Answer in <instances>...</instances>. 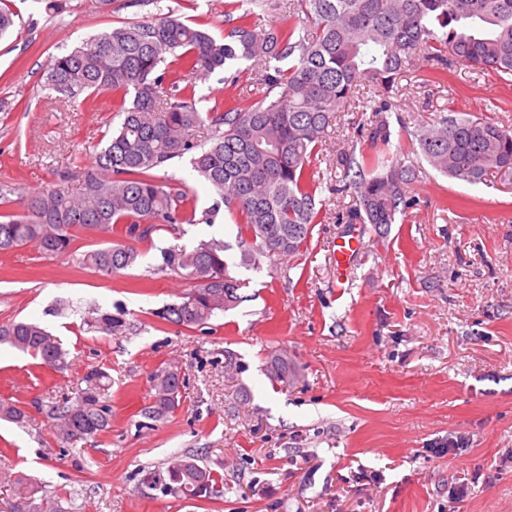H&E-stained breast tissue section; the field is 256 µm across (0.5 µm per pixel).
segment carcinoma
<instances>
[{"mask_svg":"<svg viewBox=\"0 0 512 512\" xmlns=\"http://www.w3.org/2000/svg\"><path fill=\"white\" fill-rule=\"evenodd\" d=\"M255 0H232L242 10L224 42L167 13L147 21L103 29L85 45L51 60L47 85L58 101L94 93L112 96L122 120L84 173L73 196L61 187L28 193L16 182H0V253L33 245L45 258L69 255L78 266L121 276L140 252L121 240L80 250L84 233L129 236L153 245L158 232L181 234L194 221L193 199L182 182L160 177L172 162L189 158L193 170L238 211L242 226L232 245L212 237L188 248L161 250V271L191 282L180 300L154 313L165 323L203 329L220 312L236 307L240 280L231 268L259 269L260 260L293 254L307 246L318 223L320 180L311 163L334 114L354 98L360 82L390 88L418 56L441 73L448 59L479 70L512 76V0H290L288 26L256 30ZM240 60L262 64L256 72L262 97L252 103L230 99L206 104L196 96V80ZM208 131L209 145L193 131ZM419 150L437 171L471 185L493 174L512 177V129L482 118H444L414 132ZM344 177L356 194L346 224H370L378 235L416 205L409 187L420 166L409 157L387 163L358 162L346 154ZM21 201V209L8 207ZM97 332L124 327L109 313L93 318ZM0 343L30 354L50 368L66 363L61 343L39 324L0 325ZM266 372L273 381L295 373L286 354L272 356ZM72 401L52 406L48 417L63 442L87 441L112 428L109 374L93 368ZM152 402L141 410L162 420L179 407L181 373L171 364L150 377ZM17 423L25 414L0 400V418ZM144 481L163 493L189 500L217 498L219 477L196 455H185ZM10 512H63L41 487L29 484Z\"/></svg>","mask_w":512,"mask_h":512,"instance_id":"carcinoma-1","label":"carcinoma"}]
</instances>
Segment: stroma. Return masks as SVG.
I'll use <instances>...</instances> for the list:
<instances>
[{
	"mask_svg": "<svg viewBox=\"0 0 512 512\" xmlns=\"http://www.w3.org/2000/svg\"><path fill=\"white\" fill-rule=\"evenodd\" d=\"M48 2L9 0L16 23L0 36V181L77 194L120 119L106 93L91 105L50 100L52 56L163 10L220 41L228 0H60L55 13ZM243 67L233 85L221 70L199 80L198 96L255 101L259 65ZM383 98L390 111L365 109ZM445 116L512 128V78L455 61L442 79L421 58L389 92L362 83L315 160L321 222L307 252L236 269L242 302L202 330L156 318L187 287L159 271V250L211 237L236 243L228 208L214 223L184 225L181 238L139 244L136 265L119 277L42 259L27 245L0 254V324L38 322L68 351L67 368L54 371L0 343V398L26 412L20 425L0 419V505L32 478L74 512H512V178L470 185L426 164L410 188L417 206L386 236L337 221L355 203L353 190H335L341 152L375 155L370 134L384 120L389 151L411 153L416 127ZM352 237L356 250L338 270L336 250ZM96 310L126 330L93 331ZM281 350L297 385L265 372ZM163 362L180 368L183 386L179 408L155 422L140 411ZM94 367L111 378L112 429L60 446L47 410L73 399ZM452 445L459 455L448 454ZM185 454L217 471L222 497L185 500L143 484L145 470Z\"/></svg>",
	"mask_w": 512,
	"mask_h": 512,
	"instance_id": "obj_1",
	"label": "stroma"
}]
</instances>
